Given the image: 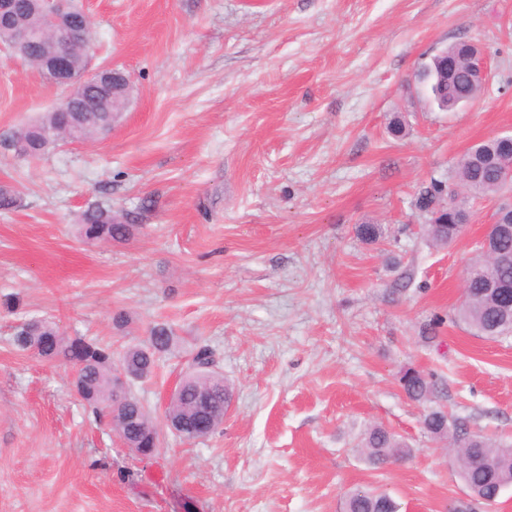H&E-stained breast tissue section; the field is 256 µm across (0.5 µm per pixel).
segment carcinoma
<instances>
[{
    "label": "carcinoma",
    "mask_w": 512,
    "mask_h": 512,
    "mask_svg": "<svg viewBox=\"0 0 512 512\" xmlns=\"http://www.w3.org/2000/svg\"><path fill=\"white\" fill-rule=\"evenodd\" d=\"M448 58L456 63V75L448 83L438 81L432 73L426 76L421 92L434 107L453 106L461 98L476 99L483 90L472 84L468 77V56L465 41H456L447 47ZM105 99L107 109L112 100L124 102V86L107 83L93 92ZM69 118L62 112H47L38 121L17 131L12 141L28 140L31 129L38 127L54 130ZM112 125L109 114L94 115L78 124L75 139L103 135ZM512 155V142L498 137L489 138L471 146L458 160L455 180L450 184L441 179H431L417 192L413 205L424 218L426 231L439 245L453 243L462 233L459 215L469 201L497 198L507 183L498 174L497 163ZM132 225L128 215L112 211L102 205L89 207L82 213L80 235L87 241L120 240L130 234ZM467 279L464 298L458 316L476 335L487 338L507 336L512 333V261L502 264L483 252L466 268ZM496 282L500 287L489 290L487 283ZM16 344L47 362L63 361L75 366L73 384L97 418H108L120 439L130 449L159 448L160 432L143 403L133 395L115 408L118 397L116 381L121 371L135 373L136 378L152 375L160 362L176 345V336L164 324L154 326L150 336L141 344L129 346L119 362L112 359V348L95 340L79 337L68 340L59 334L47 319L30 320L16 334ZM214 360L205 346L199 347L187 362L183 386L177 399L170 402L165 415L181 423L180 437L193 441L204 437L194 414L202 396L211 399L212 415L222 424L224 415V377L212 370ZM406 396L416 402L432 404L423 415L422 427L434 439H451L456 448L460 477L476 501L496 500L500 492L512 485V448L493 443L490 439L469 430L468 421L448 412L440 404L446 392L444 380L433 373L408 368L399 378ZM359 453L375 470L402 462L413 456L414 449L382 425L370 427L361 441ZM342 512H399V505L387 493L370 487H357L344 497Z\"/></svg>",
    "instance_id": "carcinoma-1"
}]
</instances>
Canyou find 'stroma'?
<instances>
[{
	"label": "stroma",
	"instance_id": "35a3bbf8",
	"mask_svg": "<svg viewBox=\"0 0 512 512\" xmlns=\"http://www.w3.org/2000/svg\"><path fill=\"white\" fill-rule=\"evenodd\" d=\"M82 6L92 66L131 83L108 137L17 155L13 133L67 91L0 52V182L19 191L0 210V512H339L357 486L399 512L466 499L455 455L423 432L426 406L399 377H443L449 410L512 446V335L453 319L497 203H475L441 246L413 201L472 145L512 132V0ZM461 39L487 50L490 76L442 112L416 72ZM97 204L129 214L132 236L81 241ZM361 224L380 239L363 242ZM32 318L116 356L172 328L176 350L130 384L159 423L191 350L208 346L232 390L223 424L192 443L163 427L158 453L136 455L84 405L72 365L16 346ZM374 424L413 456L371 469L356 446Z\"/></svg>",
	"mask_w": 512,
	"mask_h": 512
}]
</instances>
